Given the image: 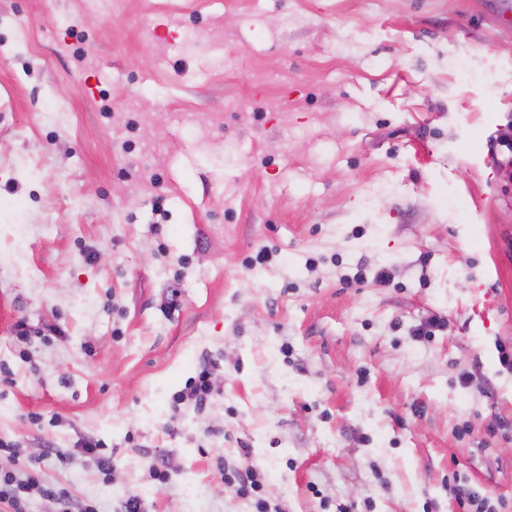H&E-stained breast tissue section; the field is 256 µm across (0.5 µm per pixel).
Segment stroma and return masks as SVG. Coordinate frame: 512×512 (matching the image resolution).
<instances>
[{
    "mask_svg": "<svg viewBox=\"0 0 512 512\" xmlns=\"http://www.w3.org/2000/svg\"><path fill=\"white\" fill-rule=\"evenodd\" d=\"M502 8L0 0V437L98 512H253L245 462L283 512H512ZM213 392L212 372L208 365L200 368L197 376L193 378L185 389L174 397L176 405L187 404L200 407L206 403ZM75 450L69 454L57 453L56 457L60 464L67 465L74 455L85 456L93 459L98 472L105 480L112 476V451L107 452V444L101 440H94L90 437L83 438L77 442ZM229 484L233 485L236 493L244 499L255 498V512H271L268 503L257 496L259 485L256 479V472L253 466L247 464L235 471L232 477H226ZM452 492L463 512H496L490 499L464 485L452 487Z\"/></svg>",
    "mask_w": 512,
    "mask_h": 512,
    "instance_id": "obj_1",
    "label": "stroma"
}]
</instances>
